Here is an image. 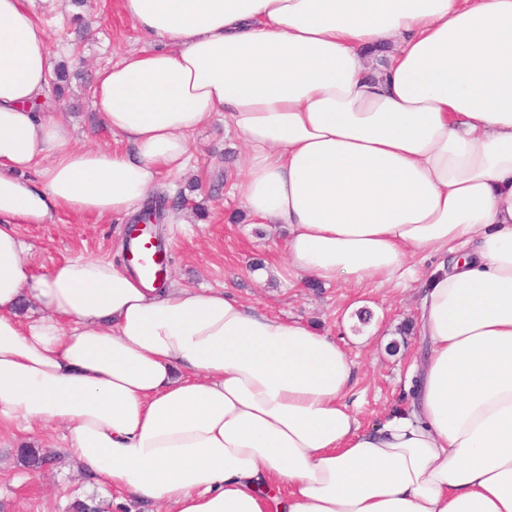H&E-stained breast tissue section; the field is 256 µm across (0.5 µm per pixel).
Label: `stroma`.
<instances>
[{"label":"stroma","mask_w":512,"mask_h":512,"mask_svg":"<svg viewBox=\"0 0 512 512\" xmlns=\"http://www.w3.org/2000/svg\"><path fill=\"white\" fill-rule=\"evenodd\" d=\"M34 17L50 35V64H66L70 91L65 100L46 97L44 112L69 126L72 143L84 148H116L99 117L90 89L96 73L131 51L152 49L148 37L121 11L119 0H27ZM244 144L216 117L192 140L188 170L160 172L155 194L166 196L167 213L182 224L165 222L171 247L166 280L170 287L233 290L258 311L317 328L343 344L357 364L351 389L362 424L386 412L408 407L417 374L412 361L422 346L415 320L419 288L310 287L284 266V234L239 219L240 206L230 193L231 170ZM129 217L100 218L61 212L43 224H21L29 263L43 272L65 259L83 255L126 267ZM28 440L43 448L50 461L32 471L17 459L14 447ZM95 499L103 512H161L151 504L125 498L99 485L70 460L59 430L47 427L24 433L0 428V512H70L74 501Z\"/></svg>","instance_id":"obj_1"}]
</instances>
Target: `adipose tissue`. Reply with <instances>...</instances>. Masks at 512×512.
I'll use <instances>...</instances> for the list:
<instances>
[{
	"label": "adipose tissue",
	"mask_w": 512,
	"mask_h": 512,
	"mask_svg": "<svg viewBox=\"0 0 512 512\" xmlns=\"http://www.w3.org/2000/svg\"><path fill=\"white\" fill-rule=\"evenodd\" d=\"M120 7L173 47L99 71L127 147L92 150L33 111L49 35L0 0V426L62 428L99 482L172 512H512V0ZM219 115L245 146L232 193L287 230L289 269L420 284L410 410L363 428L350 354L226 291L31 271L17 225L136 212Z\"/></svg>",
	"instance_id": "obj_1"
}]
</instances>
